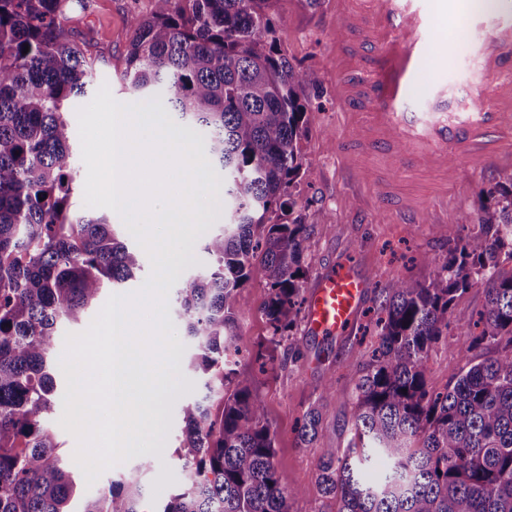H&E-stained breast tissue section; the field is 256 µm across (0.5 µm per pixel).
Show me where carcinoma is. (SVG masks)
I'll return each mask as SVG.
<instances>
[{"instance_id": "1", "label": "carcinoma", "mask_w": 512, "mask_h": 512, "mask_svg": "<svg viewBox=\"0 0 512 512\" xmlns=\"http://www.w3.org/2000/svg\"><path fill=\"white\" fill-rule=\"evenodd\" d=\"M71 2L0 0V512H146L150 458L69 508L75 487L47 425L57 324L79 320L139 266L107 217L71 201L76 164L63 109L93 78L68 28ZM271 2L154 0L129 36V91H161L180 127L202 132L229 202L224 228L204 243L206 269L176 293L195 340L189 369L206 393L180 403L185 477L156 512H291L301 495L275 465L263 398L235 369L242 289L255 275L267 288L263 371L298 323L314 233L294 193L313 112L307 76L281 49ZM480 212L476 232L448 222V255L430 260L428 278L382 289L366 328L373 342L354 369L352 431L390 458L389 475L366 483L356 444L319 447L317 405L299 420L300 443L318 456L319 493L336 512H512V169L483 192ZM478 286L482 308H457ZM473 327L481 331L465 368L433 389V348Z\"/></svg>"}]
</instances>
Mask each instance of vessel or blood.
<instances>
[{
  "instance_id": "obj_1",
  "label": "vessel or blood",
  "mask_w": 512,
  "mask_h": 512,
  "mask_svg": "<svg viewBox=\"0 0 512 512\" xmlns=\"http://www.w3.org/2000/svg\"><path fill=\"white\" fill-rule=\"evenodd\" d=\"M337 21L357 61L338 78L339 104L360 118L354 133L364 155L392 178L422 167L439 176L426 199L399 202L402 223H419L426 203L447 192L449 160L481 168L512 158V12H479L469 0H353ZM442 21L460 30L471 67L452 85L448 61L440 59L424 87ZM367 288L349 268L320 278L306 303L310 331L327 336L346 326Z\"/></svg>"
}]
</instances>
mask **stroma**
Instances as JSON below:
<instances>
[{
    "label": "stroma",
    "instance_id": "1",
    "mask_svg": "<svg viewBox=\"0 0 512 512\" xmlns=\"http://www.w3.org/2000/svg\"><path fill=\"white\" fill-rule=\"evenodd\" d=\"M343 2L276 0L274 13L282 47L289 61L306 71V94L317 107L301 140L305 174L299 186L300 197L308 202L303 210L305 221L314 227L306 284L314 286L323 275L347 265L368 279L370 286L354 319L335 335L311 334L306 321H298L288 342L299 349V359L274 364L263 373L254 362L269 335L266 318L259 310L266 294L261 278H253L242 290L243 307L238 314V377L249 380L262 395L267 419L275 432L276 466L289 486L304 492L293 503L292 512H336L335 502L321 498L317 491L315 453L301 446L296 432L298 419L310 405L320 404L321 447H347L352 437L351 371L360 352L370 346L364 328L370 322L380 288L397 277L427 278L430 260L448 252L444 223L435 222L428 213L420 223H402L396 215L376 207L377 188L370 177L358 180L350 174L358 165L359 154L341 149L339 143L349 138L356 120L342 111L336 99L337 72L348 59L336 24V12ZM152 9L153 0H75V39L86 43L95 59V71L92 85L74 101V108L87 105L104 85L118 102H132L122 80L128 37L136 19ZM507 167L512 169V160L481 170L455 164V184L449 187L441 212L447 213L451 221L476 225L483 190L494 185ZM223 226V217L205 218L198 234L185 239L186 258L175 276V287H182L206 264L202 246ZM469 341L468 331H454L432 353L428 374L431 386L444 388L458 376L464 365L460 351ZM190 348L186 342L175 352L177 366L170 372L173 385L165 395L166 420L157 436L151 438L149 448L134 449L132 459L104 471L94 484H87L82 470L74 466L75 438L60 425L59 414L50 416L49 427L62 444L64 460L74 467L80 498L103 491L145 458L155 461L153 469L143 476L147 503H161L182 482L184 474L174 453L183 427L178 402L205 393L202 383L186 368ZM330 375L336 380L335 386L323 389L322 383Z\"/></svg>",
    "mask_w": 512,
    "mask_h": 512
}]
</instances>
